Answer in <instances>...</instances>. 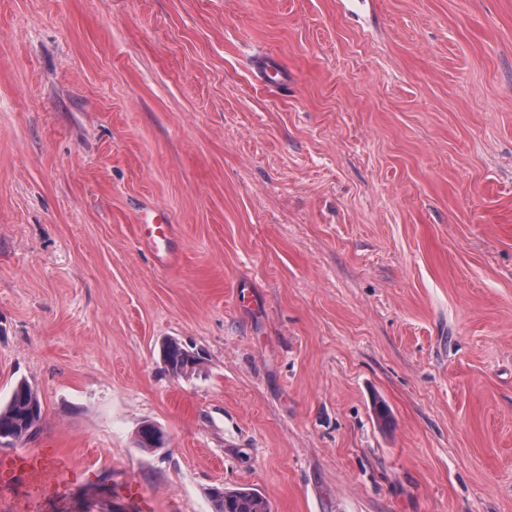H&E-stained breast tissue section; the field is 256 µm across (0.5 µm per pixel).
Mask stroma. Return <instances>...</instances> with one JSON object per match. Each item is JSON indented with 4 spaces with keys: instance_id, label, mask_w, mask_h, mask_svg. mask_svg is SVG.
Returning <instances> with one entry per match:
<instances>
[{
    "instance_id": "35a3bbf8",
    "label": "stroma",
    "mask_w": 512,
    "mask_h": 512,
    "mask_svg": "<svg viewBox=\"0 0 512 512\" xmlns=\"http://www.w3.org/2000/svg\"><path fill=\"white\" fill-rule=\"evenodd\" d=\"M22 378L14 451L69 467L0 512H136L129 480L512 512V0H0V399ZM140 216L145 221L140 225L143 244L151 251H155L159 264H168L172 258V251L167 242L173 229L169 213L149 205L140 210ZM161 359L168 374L173 377L185 376L194 372L201 359L174 339L165 341L161 346ZM42 402L35 387L26 380L13 386L7 400L0 403V445L12 444V438L33 434L42 417Z\"/></svg>"
}]
</instances>
